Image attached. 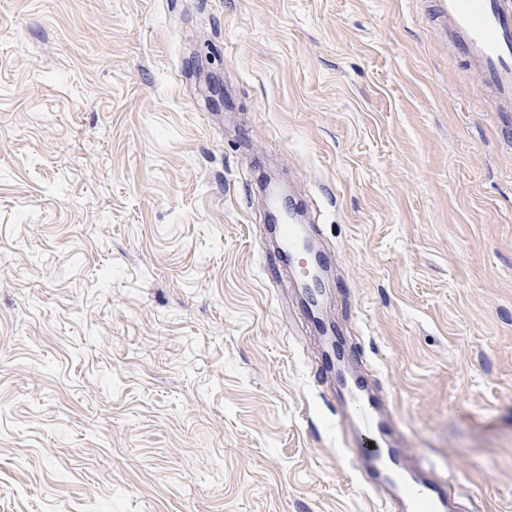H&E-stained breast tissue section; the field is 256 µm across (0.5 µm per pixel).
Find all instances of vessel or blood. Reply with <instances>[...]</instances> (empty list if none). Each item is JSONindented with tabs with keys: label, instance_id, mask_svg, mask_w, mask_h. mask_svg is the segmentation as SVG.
I'll use <instances>...</instances> for the list:
<instances>
[{
	"label": "vessel or blood",
	"instance_id": "b4317fda",
	"mask_svg": "<svg viewBox=\"0 0 512 512\" xmlns=\"http://www.w3.org/2000/svg\"><path fill=\"white\" fill-rule=\"evenodd\" d=\"M432 18L456 53L478 72L482 88L489 91L501 112H512V0H431ZM279 262L311 281L313 261L305 241L293 224L279 229ZM347 399L359 409V439L349 449L352 464L362 467L368 488L396 486L408 512H446L449 480L410 479L391 436L389 419L374 408L363 380L344 385Z\"/></svg>",
	"mask_w": 512,
	"mask_h": 512
}]
</instances>
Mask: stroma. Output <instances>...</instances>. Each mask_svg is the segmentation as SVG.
I'll use <instances>...</instances> for the list:
<instances>
[{
    "instance_id": "1",
    "label": "stroma",
    "mask_w": 512,
    "mask_h": 512,
    "mask_svg": "<svg viewBox=\"0 0 512 512\" xmlns=\"http://www.w3.org/2000/svg\"><path fill=\"white\" fill-rule=\"evenodd\" d=\"M430 0H0V512H386L264 222L455 512H512V115ZM277 256L284 269L298 270L305 283L311 281L314 274L313 261L296 225L280 224Z\"/></svg>"
}]
</instances>
